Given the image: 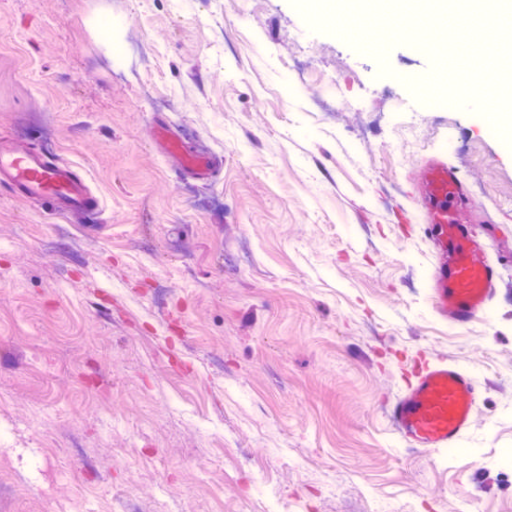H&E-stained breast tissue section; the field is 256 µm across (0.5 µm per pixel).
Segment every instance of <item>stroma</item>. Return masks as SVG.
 <instances>
[{"label":"stroma","mask_w":512,"mask_h":512,"mask_svg":"<svg viewBox=\"0 0 512 512\" xmlns=\"http://www.w3.org/2000/svg\"><path fill=\"white\" fill-rule=\"evenodd\" d=\"M432 68L292 0H0V138L99 200L0 184V512H512V144L417 98ZM431 161L498 267L463 326L429 300ZM438 360L482 396L413 451L386 407ZM157 136L165 142L166 149L169 153H176L182 156L183 166L185 168L195 170L202 179H206L210 176L211 170L209 165L201 158L187 154L180 143L171 137L165 128L161 126L158 127Z\"/></svg>","instance_id":"35a3bbf8"}]
</instances>
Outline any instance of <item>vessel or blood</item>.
I'll use <instances>...</instances> for the list:
<instances>
[{
  "label": "vessel or blood",
  "mask_w": 512,
  "mask_h": 512,
  "mask_svg": "<svg viewBox=\"0 0 512 512\" xmlns=\"http://www.w3.org/2000/svg\"><path fill=\"white\" fill-rule=\"evenodd\" d=\"M157 136L168 152L182 154L185 168L208 178L211 170L199 157L183 154L180 143L165 128ZM0 182L29 201L43 200L57 212L95 211L99 201L72 165L51 160L35 150L0 140ZM423 189L432 201L423 230L433 237L438 260L430 274V301L439 317L454 324L471 321L492 295L497 269L472 236L470 224L451 202L461 186L454 171L441 164L427 168ZM480 395L464 370L436 362L417 377L389 406L387 418L406 447L436 451L458 445L471 425Z\"/></svg>",
  "instance_id": "1"
}]
</instances>
